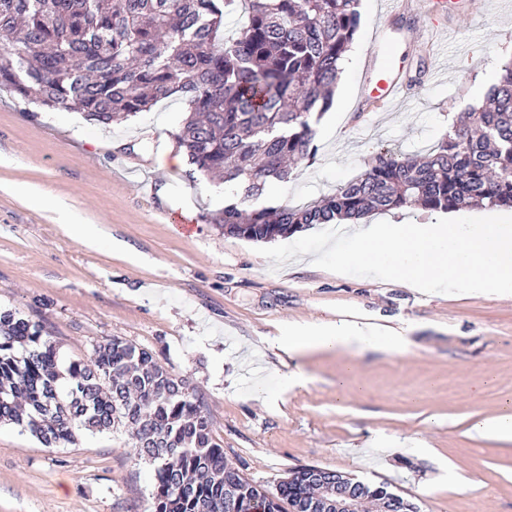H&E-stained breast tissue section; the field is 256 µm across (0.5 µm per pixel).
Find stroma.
<instances>
[{"label":"stroma","instance_id":"obj_1","mask_svg":"<svg viewBox=\"0 0 512 512\" xmlns=\"http://www.w3.org/2000/svg\"><path fill=\"white\" fill-rule=\"evenodd\" d=\"M390 48L417 82L397 107L356 116L363 50L382 0H360L331 124L313 162L261 204L298 206L333 193L389 147L419 153L473 107L512 59V0H471L442 29L400 0ZM185 104L173 96L119 125L40 111L0 93V313L55 340L64 360L91 361L118 336L153 352L202 398L227 459L275 491L303 465L384 481L420 512H512V442L475 422L512 409V296L425 294L397 282L336 274L299 255L280 268L255 242L210 224L224 187L159 168ZM152 180L153 191L141 187ZM42 188L27 198L18 186ZM98 225L97 248L64 234V213ZM365 320L404 332L409 348L291 358L275 336L297 323ZM302 368L304 386L282 389ZM154 472L121 430L80 431L44 447L0 425V512H154Z\"/></svg>","mask_w":512,"mask_h":512}]
</instances>
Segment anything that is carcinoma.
<instances>
[{"instance_id": "obj_1", "label": "carcinoma", "mask_w": 512, "mask_h": 512, "mask_svg": "<svg viewBox=\"0 0 512 512\" xmlns=\"http://www.w3.org/2000/svg\"><path fill=\"white\" fill-rule=\"evenodd\" d=\"M360 0H0V89L47 111L103 125L177 95L188 115L172 134L205 176L238 199L210 215L225 234L253 242L289 238L318 224L416 208L512 209V61L486 104L424 155L380 149L366 169L303 206L246 210L268 185L315 158L316 125L332 106L341 62L361 23ZM242 7L239 34L225 14ZM0 423L47 448L76 432L123 428L154 467V512H305L314 485L283 480L270 494L224 457L197 390L154 354L120 337L94 358L62 362L59 346L30 321L0 314ZM368 498L386 482L353 479Z\"/></svg>"}]
</instances>
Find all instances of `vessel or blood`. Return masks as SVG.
<instances>
[{
    "label": "vessel or blood",
    "mask_w": 512,
    "mask_h": 512,
    "mask_svg": "<svg viewBox=\"0 0 512 512\" xmlns=\"http://www.w3.org/2000/svg\"><path fill=\"white\" fill-rule=\"evenodd\" d=\"M397 9L398 6L394 0H389L384 12L369 32L371 50L365 55L360 77L361 101L388 105L400 100L406 93L400 63L393 61L386 65L380 64L373 52L374 47L388 45L391 33L390 22Z\"/></svg>",
    "instance_id": "1"
}]
</instances>
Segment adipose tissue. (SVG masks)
<instances>
[{
  "mask_svg": "<svg viewBox=\"0 0 512 512\" xmlns=\"http://www.w3.org/2000/svg\"><path fill=\"white\" fill-rule=\"evenodd\" d=\"M276 345L293 357L308 352H333L339 355L359 350H376L387 354L406 351L408 339L401 333L373 336L367 325L341 321L322 328H300L276 337Z\"/></svg>",
  "mask_w": 512,
  "mask_h": 512,
  "instance_id": "obj_1",
  "label": "adipose tissue"
}]
</instances>
